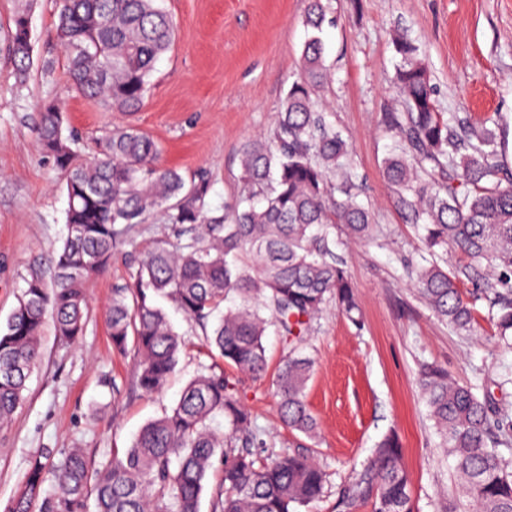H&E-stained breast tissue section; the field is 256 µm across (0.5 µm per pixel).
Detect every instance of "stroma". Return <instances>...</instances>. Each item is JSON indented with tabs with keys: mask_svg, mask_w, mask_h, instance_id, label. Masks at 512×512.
<instances>
[{
	"mask_svg": "<svg viewBox=\"0 0 512 512\" xmlns=\"http://www.w3.org/2000/svg\"><path fill=\"white\" fill-rule=\"evenodd\" d=\"M21 0H0V323L32 275L50 276L66 233L63 177L41 149L40 105L57 100L64 126L85 138L133 124L162 148L164 163L182 174L207 172L212 206L239 189V151L269 129L294 80L305 40L307 0H164L175 41L155 65L139 112L108 111L76 95L56 36L57 0H35L33 64L20 81L8 54L11 19ZM334 26L322 38L330 83L320 94L348 136L352 171L373 219L371 238L350 240L335 227V251L346 263L362 321L328 302L300 347L314 362L306 400L318 424L309 439L281 422L275 396L282 336L264 339L268 366L255 375L225 368L250 412L265 450H303L327 475V493L300 512H343L342 492L378 443L396 434L412 481L414 512H465L450 459L419 391L421 365L446 368L512 413V349L499 347L478 301L471 331L450 327L419 298L409 276L427 253L420 226L406 223L383 175L394 145L387 113L401 109L393 82L392 38L408 34L435 87L439 112L475 123L501 116L500 160L512 172V0H332ZM162 220L137 224L106 269L85 283L90 312L82 338L66 344L53 325L43 333L44 357L10 428L0 431V506L18 496L28 461L41 448L84 449L94 462L127 448L140 428L172 406L213 358L202 333L172 303L164 308L185 341L160 394L133 385L134 354L112 350L107 323L112 291L129 287L139 259L171 237Z\"/></svg>",
	"mask_w": 512,
	"mask_h": 512,
	"instance_id": "1",
	"label": "stroma"
}]
</instances>
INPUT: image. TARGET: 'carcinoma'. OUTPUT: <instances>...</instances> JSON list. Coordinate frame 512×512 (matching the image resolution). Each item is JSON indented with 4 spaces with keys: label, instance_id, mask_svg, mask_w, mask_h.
<instances>
[{
    "label": "carcinoma",
    "instance_id": "carcinoma-1",
    "mask_svg": "<svg viewBox=\"0 0 512 512\" xmlns=\"http://www.w3.org/2000/svg\"><path fill=\"white\" fill-rule=\"evenodd\" d=\"M160 2L59 0L58 40L76 92L121 112L143 107L155 63L175 36ZM32 5L25 0L10 27L9 52L21 76L31 65ZM331 23L330 0H308L297 78L267 133L243 144L241 192L222 211L210 203V180L163 166L158 143L140 129L125 126L92 139L88 161L64 133L58 104H43L37 135L64 176L66 235L53 280L31 277L0 326V429L23 406L27 381L42 362L46 318L62 341L77 342L89 314L87 278L105 268L131 226L157 217L172 226L175 241H159L140 261L132 287L113 290L107 316L112 345L137 356V389L160 392L183 349L156 304L164 298L200 328L215 362L185 386L175 406L105 461L92 463L81 448L68 450L58 464L49 448L35 453L22 492L3 512H32L37 501L39 512H79L91 481L96 512H200L217 462L222 478L211 493L210 512H298L323 496L326 474L313 458L282 451L263 459L253 450L258 438L251 415L225 378L224 365L263 372L262 338L268 327H277L289 346L276 379L281 421L312 439L317 423L305 389L313 361L295 354L294 343L331 299L360 321L330 227L340 224L350 237L365 240L372 216L358 200L349 140L317 100L330 80L321 32ZM393 48L402 111L390 113L388 131L396 145L383 171L397 207L425 231L431 261L415 271L416 291L438 317L469 331L474 306L460 283L475 282L485 290L495 336L511 346L512 174H504L499 162L498 121L474 127L444 118L419 48L404 34L394 37ZM450 247L471 263L455 270L441 266L438 250ZM485 262L493 268L491 278L481 272ZM231 293L240 305L211 323ZM418 384L440 445L454 459L463 496L477 512H512V471L499 451L507 419L493 415L489 400L441 367L422 366ZM218 415L224 416L222 431L213 427ZM399 456L395 436L382 440L346 506L370 499L373 512H413ZM50 476L61 491L47 498L43 486Z\"/></svg>",
    "mask_w": 512,
    "mask_h": 512
}]
</instances>
